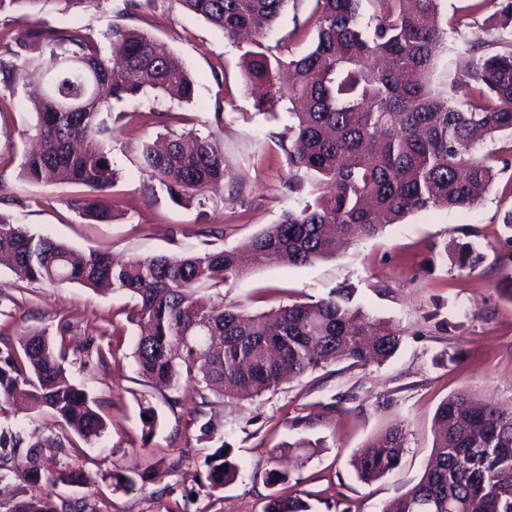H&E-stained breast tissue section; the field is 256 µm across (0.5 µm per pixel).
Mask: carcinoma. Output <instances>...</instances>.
I'll use <instances>...</instances> for the list:
<instances>
[{
    "label": "carcinoma",
    "instance_id": "1",
    "mask_svg": "<svg viewBox=\"0 0 512 512\" xmlns=\"http://www.w3.org/2000/svg\"><path fill=\"white\" fill-rule=\"evenodd\" d=\"M374 6L362 20L363 2ZM184 12L235 39L255 36L242 57L260 90L259 110L276 113L286 101L294 124L280 133L289 189L305 194L302 206L283 213L248 243L254 268L307 266L330 259L339 240L370 239L409 213L470 207L494 177L492 154L476 149L500 132L512 133V50L490 41H467L458 69L468 93L455 97L436 82V49L448 41L444 0H315L316 39L284 61L263 42L289 0H176ZM101 0H0V14H19L27 25L11 58H0V79L15 89L47 49L56 70L31 102L38 147L25 153L21 174L44 185L70 183L84 192L70 200L92 224H108L120 208L109 190L115 171L104 146L109 130L102 106L156 91L190 103L195 84L184 68L146 33L109 22L94 38L85 27L58 31L39 14L48 5L65 10ZM75 103L77 112L58 106ZM139 168L165 188L176 205L207 201L229 175L224 151L193 130H171L142 145ZM451 265L474 269L477 246H445ZM32 283L77 284L130 296L129 321L141 329L134 359L152 384L173 388L181 380L227 398H253L275 390L287 375L301 377L337 361L382 362L401 336L370 319L353 303L355 288L339 286L315 302L294 303L262 314L238 304L206 305L204 286L220 287L247 272L237 252L213 250L181 257L133 256L123 262L95 251L75 256L65 243L35 234L0 212V258ZM0 365V411L47 408L87 442L106 422L98 402L66 376L63 344L44 331L19 342ZM25 446L24 458H18ZM60 441H26L0 430V482L13 474L31 485L42 479L83 483L84 472L58 463ZM406 433L396 425L361 449L358 479L371 484L399 467ZM206 488L237 480L239 467L219 446L205 459ZM267 481L263 512H312L298 495L282 490L286 470ZM9 512H98L86 502L19 499ZM383 512H512V410L477 404L465 391L444 399L435 414L432 462L418 482Z\"/></svg>",
    "mask_w": 512,
    "mask_h": 512
}]
</instances>
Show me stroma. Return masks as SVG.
Returning a JSON list of instances; mask_svg holds the SVG:
<instances>
[{
	"mask_svg": "<svg viewBox=\"0 0 512 512\" xmlns=\"http://www.w3.org/2000/svg\"><path fill=\"white\" fill-rule=\"evenodd\" d=\"M134 25L153 36L181 61L195 80V99L178 104L151 96L122 106L108 121L105 144L118 179L113 189L126 214L109 224H90L66 201L79 193L72 184L37 185L20 174L26 135L35 122L31 109L0 85V211L14 223L47 235L78 252L97 251L117 260L132 256L179 255L232 249L276 223L302 199L290 193V171L276 135L287 113L271 116L255 108L242 51L202 18L185 14L176 0H141ZM314 0H290L265 38L273 53L304 52L315 37L308 18ZM125 0H104L79 15L48 12L56 29L80 23L101 29L105 19L123 23ZM448 47L438 57L436 77L453 84L455 49L476 37L512 40L494 27L495 0H445ZM223 108L224 121L214 112ZM194 129L217 139L233 193L210 195L203 206L174 205L161 187L150 186L138 168L144 140L167 130ZM487 151L503 160L482 200L469 209L408 214L382 235L343 247L334 258L310 266L279 265L249 270L230 285L208 288L212 305H243L262 313L327 297L341 284L356 288L355 299L372 318L399 330L398 351L382 363L353 366L341 361L253 399H229L184 382L157 390L144 382L133 358L137 332L127 320L128 295L96 292L78 285L29 283L0 265V352L16 350L21 336L67 327L71 378L96 397L106 421L101 438L69 440L67 430L46 409L0 416V427L23 435L66 440L62 464L82 469L85 483L32 486L10 477L0 507L15 500L46 497L84 500L97 512H262L271 488L267 474L288 471V491L310 499L313 512H382L424 473L432 452L438 404L465 390L477 398L512 406V235L502 224L512 210V135H497ZM452 241L472 242L481 264L461 270L441 259ZM97 353L81 364L78 348L88 334ZM455 355L447 362L445 354ZM156 424L144 428L143 410ZM223 426L222 441L205 439L208 419ZM400 425L406 448L400 466L366 485L351 465L356 452L385 429ZM307 444L305 455L293 447ZM230 448L239 476L211 492L202 481L204 460L218 445ZM148 472L135 491L116 488L114 475Z\"/></svg>",
	"mask_w": 512,
	"mask_h": 512,
	"instance_id": "obj_1",
	"label": "stroma"
}]
</instances>
